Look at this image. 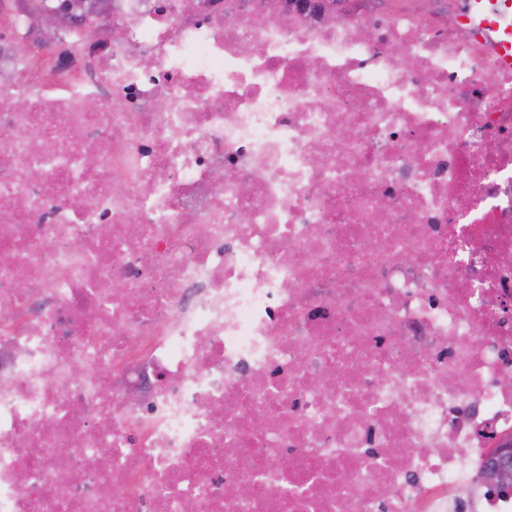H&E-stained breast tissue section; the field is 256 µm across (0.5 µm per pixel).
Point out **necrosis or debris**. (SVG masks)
<instances>
[{"instance_id": "4bbe7bcc", "label": "necrosis or debris", "mask_w": 512, "mask_h": 512, "mask_svg": "<svg viewBox=\"0 0 512 512\" xmlns=\"http://www.w3.org/2000/svg\"><path fill=\"white\" fill-rule=\"evenodd\" d=\"M23 5L0 512H512V70L461 0H112L51 55Z\"/></svg>"}]
</instances>
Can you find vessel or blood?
Wrapping results in <instances>:
<instances>
[{
    "label": "vessel or blood",
    "mask_w": 512,
    "mask_h": 512,
    "mask_svg": "<svg viewBox=\"0 0 512 512\" xmlns=\"http://www.w3.org/2000/svg\"><path fill=\"white\" fill-rule=\"evenodd\" d=\"M461 20L483 33L502 65L512 69V0H463Z\"/></svg>",
    "instance_id": "1"
}]
</instances>
